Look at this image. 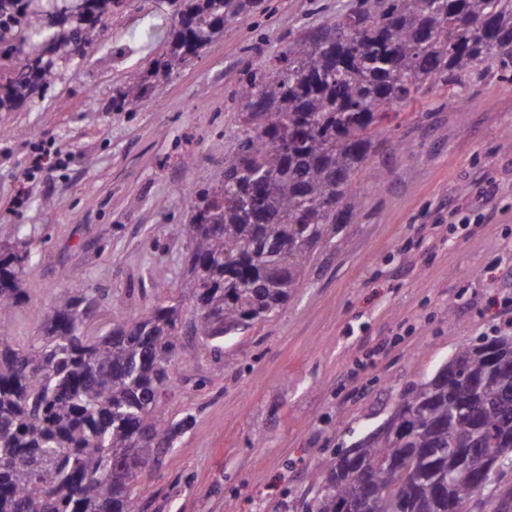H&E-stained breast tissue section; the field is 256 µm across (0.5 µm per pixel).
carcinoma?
I'll return each instance as SVG.
<instances>
[{
	"instance_id": "obj_1",
	"label": "carcinoma",
	"mask_w": 512,
	"mask_h": 512,
	"mask_svg": "<svg viewBox=\"0 0 512 512\" xmlns=\"http://www.w3.org/2000/svg\"><path fill=\"white\" fill-rule=\"evenodd\" d=\"M0 0V112L55 83L99 44L103 17L125 0ZM268 0H166L175 17L155 69L128 75L112 111L132 109L151 78H170ZM52 48L54 61L31 67ZM512 77V0H350L320 27L288 41L271 69L246 67L237 95L241 134L224 180L194 195L187 297L143 313L120 311L90 332L93 288H59L27 345L8 343L29 252L0 251V512H139L132 469L154 462L194 429L170 419L182 337L220 348L276 313L322 244L346 242L361 199L355 179L397 105L427 90L454 97L490 68ZM382 433L318 465L307 512H471L490 489L475 478L494 454L512 460V337L459 349L428 381L402 394ZM512 509V490L487 495Z\"/></svg>"
}]
</instances>
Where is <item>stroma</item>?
Wrapping results in <instances>:
<instances>
[{"instance_id":"obj_1","label":"stroma","mask_w":512,"mask_h":512,"mask_svg":"<svg viewBox=\"0 0 512 512\" xmlns=\"http://www.w3.org/2000/svg\"><path fill=\"white\" fill-rule=\"evenodd\" d=\"M349 0H273L129 112L112 98L166 49L165 0H133L104 21L102 49L53 87L0 112V245L31 255L11 344L36 335L54 289H97L94 328L114 309L188 294L190 192L217 185L241 132L230 91L289 36ZM391 148L358 178L363 205L343 247L315 254L280 312L213 348L185 339L166 416L194 429L139 477L140 512H304L315 466L379 425L398 396L480 336L512 333V82L488 76L460 99L433 91L397 106ZM64 154L38 186L20 175L43 134ZM405 149H397V141ZM22 205L14 199L20 192ZM470 211L468 230L456 228Z\"/></svg>"}]
</instances>
